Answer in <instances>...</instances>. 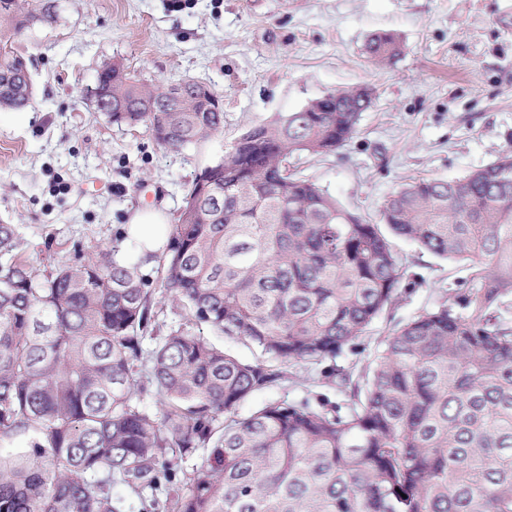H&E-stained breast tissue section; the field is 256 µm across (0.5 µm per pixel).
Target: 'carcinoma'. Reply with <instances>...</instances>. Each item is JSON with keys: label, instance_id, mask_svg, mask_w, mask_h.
<instances>
[{"label": "carcinoma", "instance_id": "obj_1", "mask_svg": "<svg viewBox=\"0 0 512 512\" xmlns=\"http://www.w3.org/2000/svg\"><path fill=\"white\" fill-rule=\"evenodd\" d=\"M58 18L56 0H0V107L33 95L11 40ZM372 35V64L402 55ZM184 83L150 88L111 62L96 107L179 148L222 133ZM372 102L364 86L243 132L187 189L161 287L191 320L259 351L248 363L186 328L150 352V283L117 250L41 270L0 224V512H122L120 484L157 512H512V152L455 180L404 183L383 203L395 236L465 261L457 314L441 304L389 336L365 379L326 371L347 408L240 407L285 379L268 360H334L395 303L405 267L378 224L293 165L345 145ZM151 367L140 369L143 356ZM153 390L162 408L143 395ZM207 451L182 494L160 501L178 457Z\"/></svg>", "mask_w": 512, "mask_h": 512}]
</instances>
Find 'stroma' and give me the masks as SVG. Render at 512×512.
I'll return each mask as SVG.
<instances>
[{
	"label": "stroma",
	"mask_w": 512,
	"mask_h": 512,
	"mask_svg": "<svg viewBox=\"0 0 512 512\" xmlns=\"http://www.w3.org/2000/svg\"><path fill=\"white\" fill-rule=\"evenodd\" d=\"M58 14L15 40L34 99L0 111V222L16 225L22 256L40 268L122 245L137 209L177 221L186 189L241 133L333 89L366 85L373 102L342 148L296 164L369 223L403 183L459 178L512 150V0H59ZM378 31L404 48L375 67L362 49ZM108 60L145 84L210 85L223 134L163 149L146 127L110 122L92 96ZM391 244L407 270L400 300L338 357L356 373L398 326L444 303L457 308L470 276L411 242ZM141 272L157 314L151 349L188 316L162 288L159 264ZM328 368L288 364L289 381L254 402L346 404Z\"/></svg>",
	"instance_id": "35a3bbf8"
}]
</instances>
